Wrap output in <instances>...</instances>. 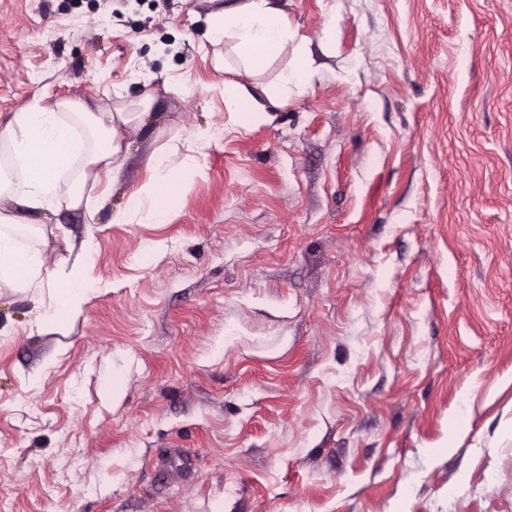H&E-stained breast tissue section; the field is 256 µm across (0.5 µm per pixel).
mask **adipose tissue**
Instances as JSON below:
<instances>
[{
  "mask_svg": "<svg viewBox=\"0 0 512 512\" xmlns=\"http://www.w3.org/2000/svg\"><path fill=\"white\" fill-rule=\"evenodd\" d=\"M290 33L277 0H232L208 21L212 43L230 46L221 66L231 74L264 69L285 48ZM152 102V96H144L130 112L123 106L93 109L70 100L46 104L37 98L0 123V285L31 289L51 282L29 213L88 207V187L116 178L131 152L119 128L141 121ZM224 107L243 125L267 112L248 88L233 81L224 84ZM146 164L150 177L130 195L123 219L156 222L170 203L163 191L172 182L169 154L154 149ZM94 290L82 272H74L57 288L39 325L74 317Z\"/></svg>",
  "mask_w": 512,
  "mask_h": 512,
  "instance_id": "ef3b65f1",
  "label": "adipose tissue"
}]
</instances>
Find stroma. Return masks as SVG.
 Returning <instances> with one entry per match:
<instances>
[{"mask_svg": "<svg viewBox=\"0 0 512 512\" xmlns=\"http://www.w3.org/2000/svg\"><path fill=\"white\" fill-rule=\"evenodd\" d=\"M224 2L0 0L1 122L154 98L94 218L34 217L78 317L0 288V512H512V0H280L318 75L247 126ZM224 107L239 118L241 125H247L267 114L266 105L255 97L244 85L224 80ZM146 164L150 177L129 196L126 210L121 216L123 221L137 218L143 223L157 222L171 201V197L163 192L164 186L172 182L169 154L162 149H154ZM95 289L94 283L81 271L74 272L69 281L56 289L50 304L39 315L38 324L49 325L58 322L62 317H74Z\"/></svg>", "mask_w": 512, "mask_h": 512, "instance_id": "1", "label": "stroma"}]
</instances>
